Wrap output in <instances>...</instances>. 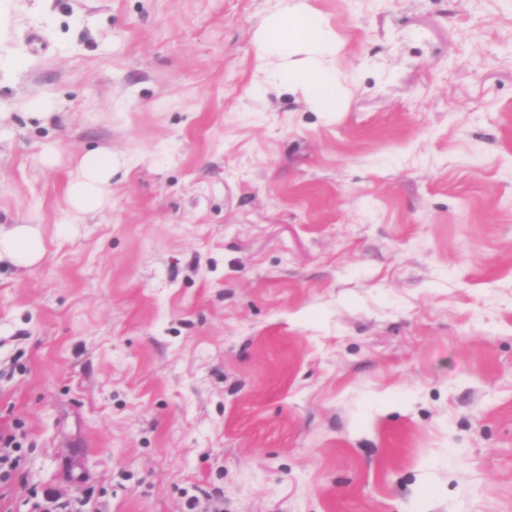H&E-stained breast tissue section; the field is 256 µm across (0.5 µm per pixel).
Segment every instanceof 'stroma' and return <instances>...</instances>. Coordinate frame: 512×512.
<instances>
[{
    "label": "stroma",
    "mask_w": 512,
    "mask_h": 512,
    "mask_svg": "<svg viewBox=\"0 0 512 512\" xmlns=\"http://www.w3.org/2000/svg\"><path fill=\"white\" fill-rule=\"evenodd\" d=\"M300 3L331 108L257 49ZM16 224L0 512H512V0H0ZM112 154L99 152L87 155L81 162L68 191L69 209L85 214L101 209L107 190L112 184ZM45 253L42 233L34 224H16L0 228V262L9 261L18 268H27L42 259ZM23 436L16 430L0 432V483L8 482L20 466Z\"/></svg>",
    "instance_id": "obj_1"
}]
</instances>
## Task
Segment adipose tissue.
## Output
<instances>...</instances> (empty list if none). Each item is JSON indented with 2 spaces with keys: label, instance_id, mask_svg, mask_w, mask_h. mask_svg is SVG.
Segmentation results:
<instances>
[{
  "label": "adipose tissue",
  "instance_id": "adipose-tissue-1",
  "mask_svg": "<svg viewBox=\"0 0 512 512\" xmlns=\"http://www.w3.org/2000/svg\"><path fill=\"white\" fill-rule=\"evenodd\" d=\"M304 7H296L272 18L258 38L261 54L279 55L285 62L281 74L289 86L314 89L320 102H335L338 89L333 78L336 42L322 25H309ZM115 164L105 152L87 155L81 162L68 191L69 209L76 214L101 209L112 183ZM45 253L42 233L33 224H18L0 231V262L27 268Z\"/></svg>",
  "mask_w": 512,
  "mask_h": 512
}]
</instances>
